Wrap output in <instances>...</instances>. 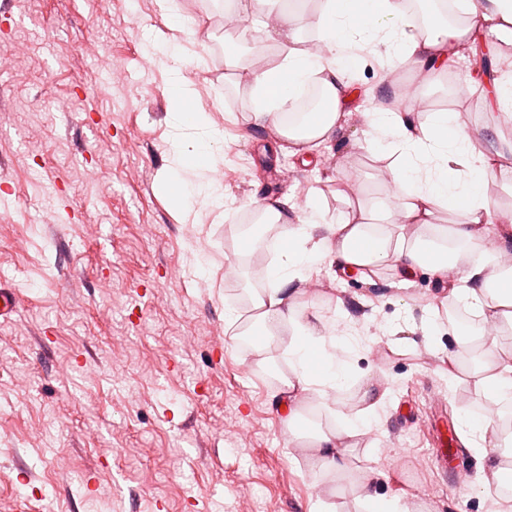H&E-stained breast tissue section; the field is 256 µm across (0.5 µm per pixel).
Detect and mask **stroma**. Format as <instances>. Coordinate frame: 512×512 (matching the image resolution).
<instances>
[{"label": "stroma", "instance_id": "obj_1", "mask_svg": "<svg viewBox=\"0 0 512 512\" xmlns=\"http://www.w3.org/2000/svg\"><path fill=\"white\" fill-rule=\"evenodd\" d=\"M179 4L193 27L181 66L224 142V206L199 207L195 224L180 223L158 188L173 136L157 0H0V285L17 295L16 312L0 319V512L24 495L30 512H314L313 478L275 397L288 371L282 347L259 362L224 321L228 308L249 314L237 300L256 286L243 219L285 194L335 215L343 170L385 190L364 112L414 101L471 126L486 119L478 66L456 63L429 82L403 72L373 96L382 69L369 57L354 69L357 111L341 142L302 162L247 123L252 56L277 61L279 45L254 24L241 47L247 23L231 0ZM468 84L471 94L453 96ZM483 189L495 223L511 220L512 155ZM304 286L315 312L354 338L349 383L330 406L311 402L308 419L330 428L335 414L357 416L372 384L385 399L359 444L377 459L355 465L378 495L422 512H503L466 428L457 434L476 464L463 486L433 464V405L455 420L484 406L465 368L449 374L448 336L431 333L434 312L448 308L434 278L324 263ZM461 392L471 396L464 407ZM407 409L414 420L392 428Z\"/></svg>", "mask_w": 512, "mask_h": 512}]
</instances>
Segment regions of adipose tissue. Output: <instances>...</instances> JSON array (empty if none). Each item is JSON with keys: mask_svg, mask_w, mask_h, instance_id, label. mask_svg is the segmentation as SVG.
<instances>
[{"mask_svg": "<svg viewBox=\"0 0 512 512\" xmlns=\"http://www.w3.org/2000/svg\"><path fill=\"white\" fill-rule=\"evenodd\" d=\"M158 2L172 21L168 47L159 60L173 104L171 125L180 131L204 127L206 118L195 105L192 82L179 65L186 25L176 0ZM270 2L238 3L245 15L264 14L283 48L274 66H257L252 74L248 122L270 129L279 150L291 156L331 147L342 137L351 113L352 67L376 43L387 45L380 77L384 83L405 67L428 77L445 73L455 61L476 57L481 38L512 49V0H456L461 23L440 19L424 34L417 33L401 0H319V45L314 49L299 45L306 0H284L277 11L270 10ZM311 79L320 84L321 106L304 113L300 121H287L300 88ZM486 96L494 110L475 129L463 123L459 113L447 110L423 114L381 107L365 113L364 134L387 161L391 193L368 197L365 188L343 173L336 180L342 207L335 216H328L312 199L297 208L287 195L259 207L263 223L285 224L289 231L280 258L268 273L270 288L250 294L254 323L263 334L254 348L265 355L284 326L297 329L288 344L289 371L282 378L281 393L290 405L288 436L309 447L307 468L325 490L316 512H336L334 480L350 473L352 452L359 437L372 430L378 400L365 391L366 406L356 418L341 416L334 427L303 429L301 407L311 389H318L327 404L348 382L350 365L336 351L352 346L348 333L324 317L302 320L304 291L297 283L305 271L326 261L363 272L387 263L406 279L420 270L432 272L447 290L449 305H464L498 328L491 335L454 329L451 361L473 356L475 364L468 374L476 395L512 402V351L505 350L500 339L512 332V224H493L492 206L481 188L484 175L498 165L502 153L512 154V139L502 131L512 122V72L495 80ZM223 159L216 135L199 136L190 143L174 139L172 165L162 189L182 222L190 221L197 202L223 206L224 192L216 177ZM442 211L460 214L461 219L449 225L436 223ZM410 224L416 231L408 238L403 231ZM462 423L488 470L502 477L512 433L502 434L490 418L466 417Z\"/></svg>", "mask_w": 512, "mask_h": 512, "instance_id": "adipose-tissue-1", "label": "adipose tissue"}]
</instances>
